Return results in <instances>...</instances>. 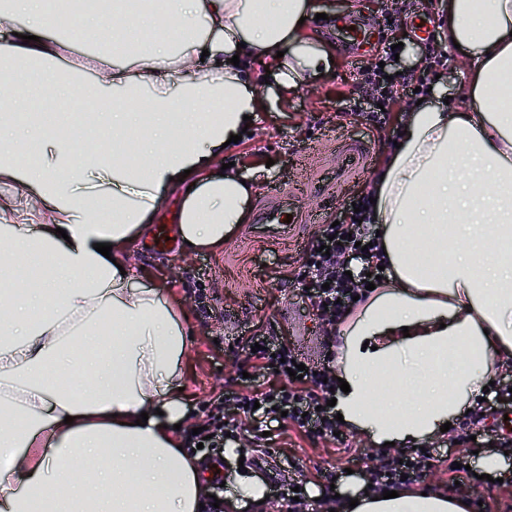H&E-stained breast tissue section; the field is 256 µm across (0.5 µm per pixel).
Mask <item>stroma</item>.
I'll return each instance as SVG.
<instances>
[{"instance_id":"obj_1","label":"stroma","mask_w":512,"mask_h":512,"mask_svg":"<svg viewBox=\"0 0 512 512\" xmlns=\"http://www.w3.org/2000/svg\"><path fill=\"white\" fill-rule=\"evenodd\" d=\"M313 6L320 17L307 19L300 36L329 53L330 70L309 77L299 89L287 94L265 82L264 65L248 63L246 70L258 98L257 120L249 135L228 146L223 160L234 163L236 171L246 175L257 191L266 183L288 184L303 170L325 172L332 137L371 138L375 141L371 165L349 187L350 192L365 194L391 155L394 142L372 137L362 126L336 130L329 124L341 98L354 94L355 68L367 56L342 51L326 31L330 21L347 12L360 14L371 31H378L382 0H313ZM434 47L447 56L448 68L433 80L432 96L454 104L466 103L471 91L467 59L448 41L435 42ZM317 230L314 224L293 225V238L287 242L246 222L215 250L189 251L181 245L172 251L156 250L149 247L145 235L130 244V259L134 266L145 269L148 285L182 301L184 325L192 335L183 392L187 413L180 430L174 433L177 442H184L192 428L203 423V407L223 391L225 383L237 378L238 366L245 363L246 355L231 350L230 343L240 325H264L291 342L312 347L314 354L322 353V324L296 297L289 282L304 263L298 243L308 242ZM202 292L212 299L205 310L197 302ZM234 446L247 449L252 457L270 453L279 474L274 477L266 470L240 466L238 458H225V485L215 491L224 502L223 512H251L247 507L236 508L231 498L236 480L243 474L266 486L270 500L264 512H278L271 499L279 482L302 484L317 512H323L328 481L340 486L350 477L364 479L366 468L377 462L376 450L365 436L350 432L345 444H333L307 437L292 425L283 436L269 440L257 437L255 429H247ZM495 475L496 482L484 480L478 488L484 512H512V452L505 455Z\"/></svg>"}]
</instances>
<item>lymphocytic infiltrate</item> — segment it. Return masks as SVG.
Returning a JSON list of instances; mask_svg holds the SVG:
<instances>
[{
	"mask_svg": "<svg viewBox=\"0 0 512 512\" xmlns=\"http://www.w3.org/2000/svg\"><path fill=\"white\" fill-rule=\"evenodd\" d=\"M384 36L379 37L373 53L356 72L358 97L346 100L336 112L340 125H366L381 135H392L391 108L402 104L414 106L419 98L428 97L431 76L441 58H427L419 74L389 79L384 63L394 56L392 41L387 33L391 24H384ZM370 198L364 194L352 195L344 201L337 214L336 224L321 225L305 249L306 261L302 271L294 277L298 298L325 324L328 347H335L336 324L342 322L355 306L354 296L364 295L370 276L378 275L383 255L374 245L370 226L374 212L369 208ZM339 236L341 244H330V236ZM329 252H322V245ZM235 345L252 351V375L236 388H225L205 407L206 435L187 437L188 446L204 444L215 449L223 447L227 435H238L243 422L259 427L288 419L303 428L309 436L329 439L341 426L336 412L330 407L331 388L336 384L330 364H317L315 371L305 372L302 387L265 385L259 378L270 370H278L287 377L286 361L295 359L296 352L287 339L270 335L262 327L245 329ZM433 455L419 450L403 455L402 459L382 457L380 463L368 468V481L377 491L398 490L405 484L417 483Z\"/></svg>",
	"mask_w": 512,
	"mask_h": 512,
	"instance_id": "1",
	"label": "lymphocytic infiltrate"
}]
</instances>
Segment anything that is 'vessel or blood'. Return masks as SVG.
<instances>
[{
    "label": "vessel or blood",
    "mask_w": 512,
    "mask_h": 512,
    "mask_svg": "<svg viewBox=\"0 0 512 512\" xmlns=\"http://www.w3.org/2000/svg\"><path fill=\"white\" fill-rule=\"evenodd\" d=\"M336 34L351 52H359L367 46L370 37L356 19L344 16L336 22ZM337 152L341 164L333 180L321 176L307 178L303 186L265 187L259 195L252 212L251 222L268 227L277 234H284L288 224H323L327 214L310 213L304 210L301 199L305 191H313L329 197L341 193L350 183L358 180L368 169L373 159L371 145L357 141H339Z\"/></svg>",
    "instance_id": "1"
}]
</instances>
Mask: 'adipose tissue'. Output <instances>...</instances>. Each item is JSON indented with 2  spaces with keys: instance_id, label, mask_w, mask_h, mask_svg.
I'll return each mask as SVG.
<instances>
[{
  "instance_id": "ef3b65f1",
  "label": "adipose tissue",
  "mask_w": 512,
  "mask_h": 512,
  "mask_svg": "<svg viewBox=\"0 0 512 512\" xmlns=\"http://www.w3.org/2000/svg\"><path fill=\"white\" fill-rule=\"evenodd\" d=\"M311 11L309 0H112L111 13L78 16L53 0H0V16L25 19L0 45L15 111L89 98L101 129L75 164L62 134L30 127L37 157L25 163L0 118V185L42 206L39 222L20 224L0 205L12 287L0 298V447L12 451L0 512H198L203 478L172 435L191 337L178 300L129 269L128 247L177 177L180 238L193 249L222 246L243 221L250 186L208 163L257 114L231 59L285 53L271 78L298 88L328 66L298 36ZM445 22L471 61L470 100L409 112L372 188L388 278L339 330L334 375L350 391L336 411L377 446L436 434L512 359V0H449ZM74 31L111 38L122 55L104 82L60 67V36ZM44 258L52 274L32 277ZM376 386L410 395L383 405ZM336 512L466 507L407 489L375 501L359 485L342 489Z\"/></svg>"
}]
</instances>
